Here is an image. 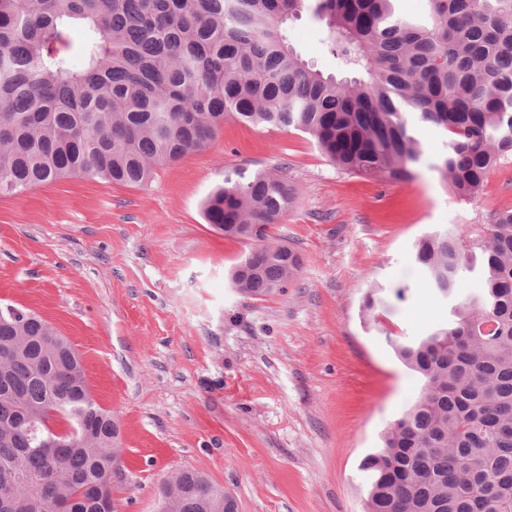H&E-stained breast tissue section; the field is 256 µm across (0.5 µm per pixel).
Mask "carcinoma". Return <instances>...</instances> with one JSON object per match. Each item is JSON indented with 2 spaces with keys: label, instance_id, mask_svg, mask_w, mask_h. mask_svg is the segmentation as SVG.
Here are the masks:
<instances>
[{
  "label": "carcinoma",
  "instance_id": "obj_1",
  "mask_svg": "<svg viewBox=\"0 0 512 512\" xmlns=\"http://www.w3.org/2000/svg\"><path fill=\"white\" fill-rule=\"evenodd\" d=\"M0 0V192L82 176L141 186L199 151L233 116L310 135L338 169L408 181L422 125L449 134L436 169L473 199L512 156V0ZM305 10L324 21L337 74L283 36ZM79 27L74 44L68 30ZM295 190L258 171L224 177L208 223L251 241L232 275L262 298L295 277L267 243ZM428 283L456 303L424 336L392 341L419 375L415 403L367 454L364 512H512V209L469 234L415 244ZM483 288L465 292L462 270ZM68 426L49 469L41 451ZM79 357L34 313L0 317V512H104L121 449ZM167 512H235L224 489L181 470L159 489Z\"/></svg>",
  "mask_w": 512,
  "mask_h": 512
}]
</instances>
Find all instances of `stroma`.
Masks as SVG:
<instances>
[{
	"mask_svg": "<svg viewBox=\"0 0 512 512\" xmlns=\"http://www.w3.org/2000/svg\"><path fill=\"white\" fill-rule=\"evenodd\" d=\"M287 34L305 63L335 72L324 22L305 12ZM419 134L426 150L406 182L346 174L300 131L230 117L139 187L73 177L0 193V304L36 313L80 356L120 428L119 512H157L160 483L182 469L223 486L237 512H364L359 462L421 386L391 342L447 322L454 304L413 246L512 209V158L462 199L435 168L446 134ZM244 168L295 189L271 234L300 269L261 299L230 280L249 241L201 208ZM372 291L385 306L367 323Z\"/></svg>",
	"mask_w": 512,
	"mask_h": 512,
	"instance_id": "stroma-1",
	"label": "stroma"
}]
</instances>
